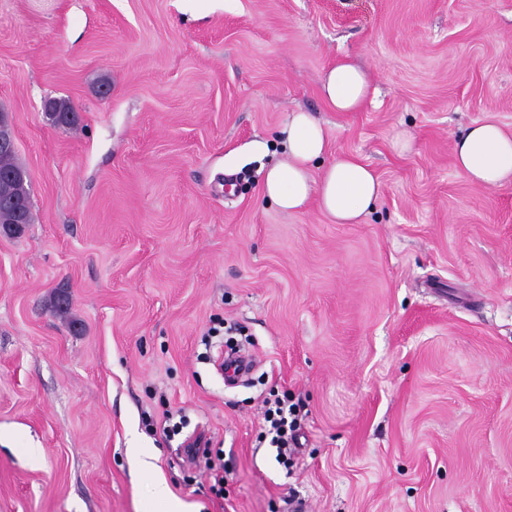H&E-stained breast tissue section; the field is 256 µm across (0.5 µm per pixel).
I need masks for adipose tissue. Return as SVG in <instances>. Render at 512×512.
Instances as JSON below:
<instances>
[{"label":"adipose tissue","instance_id":"adipose-tissue-1","mask_svg":"<svg viewBox=\"0 0 512 512\" xmlns=\"http://www.w3.org/2000/svg\"><path fill=\"white\" fill-rule=\"evenodd\" d=\"M320 94L334 111L356 112L376 91L366 72L344 58L324 70ZM277 138L284 156L266 173L259 190L263 201L285 213L313 202L335 224H357L372 212L382 194L380 180L356 155L327 161V129L312 112H289ZM453 161L460 174L477 184L497 187L512 182V132L491 119L474 122L456 138ZM127 454L143 472L154 474L153 496L163 512H192L191 505L174 498L159 477L155 455L140 448L128 449Z\"/></svg>","mask_w":512,"mask_h":512}]
</instances>
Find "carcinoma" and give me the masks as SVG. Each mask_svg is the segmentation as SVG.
Segmentation results:
<instances>
[{
    "label": "carcinoma",
    "mask_w": 512,
    "mask_h": 512,
    "mask_svg": "<svg viewBox=\"0 0 512 512\" xmlns=\"http://www.w3.org/2000/svg\"><path fill=\"white\" fill-rule=\"evenodd\" d=\"M17 219L32 223L30 189L26 171L9 149L0 151V228L12 230Z\"/></svg>",
    "instance_id": "1"
}]
</instances>
